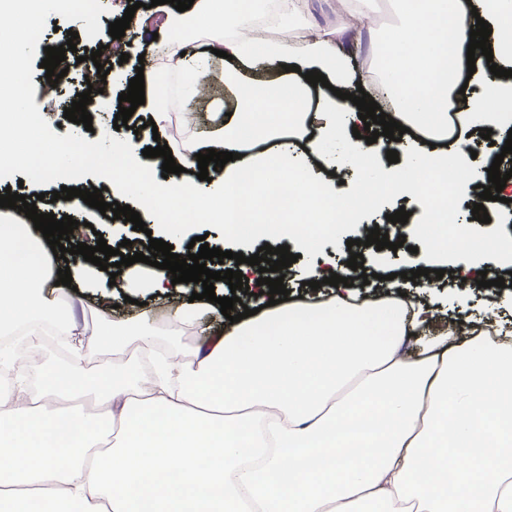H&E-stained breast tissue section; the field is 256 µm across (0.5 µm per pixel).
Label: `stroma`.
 <instances>
[{
	"instance_id": "35a3bbf8",
	"label": "stroma",
	"mask_w": 512,
	"mask_h": 512,
	"mask_svg": "<svg viewBox=\"0 0 512 512\" xmlns=\"http://www.w3.org/2000/svg\"><path fill=\"white\" fill-rule=\"evenodd\" d=\"M136 0H99L96 13L88 15L86 21L75 19L72 11L56 9L46 14L40 24L41 34L38 38L27 41L24 51L27 59L24 83L26 92L24 102L29 114L42 116L43 122L33 134L47 150H55L58 139L72 130V122L63 118L64 109L73 93L68 78H61L58 84L47 83L45 71L40 63L45 56V47H56L64 44L69 32H77V50L94 48L99 39L104 38L109 24L122 18L129 5ZM371 7L375 12L379 26L372 31H363L360 40V51L357 59L360 65L378 68L385 32L398 20L395 0H372ZM173 6L150 9L137 8L135 26L127 28L124 39L129 43L130 54L144 53V108L138 109L141 120H148V106L153 101H161L167 111L173 113L189 112L194 116L191 126L183 128L181 137L185 143H202L214 136L220 127L226 112L232 111L235 96L242 86L257 80L271 78L272 73L261 62H254L249 67L238 66L236 61L221 57H212L209 65L196 76L197 82L211 86L209 96H195L189 99L170 96L169 87L177 83V73L166 70L157 52L169 38V27L166 20L175 15ZM107 84L103 92L93 94V103L103 101L112 106L110 112L99 111L92 114V126L95 132L111 130L115 114L113 109L118 106V98L122 91L127 90L129 81L135 77L133 63L124 64L109 61ZM409 210L411 216L405 224H387L386 217L399 209ZM419 205L416 200L402 199L395 196L381 195L375 201L367 203L359 212L358 223L345 225L341 238L342 245L330 255L333 264L346 263L350 257L348 241L361 238L365 226L388 225L391 238L405 236V246L397 250H376L369 246L362 248L367 274L388 275L399 272L407 264L414 261L410 246L416 245L417 239L412 231L413 224L419 223ZM78 229L70 234L71 243L96 242L104 238L108 246L114 247L122 240L134 237L132 224L117 223L101 224L97 209L87 207L76 213ZM46 263L50 273H57L62 262H69L72 276L70 288L61 290L48 287L42 293L44 302L51 309L69 310L66 321L67 339L72 344L85 347L82 359L84 371L92 373L104 369L107 355L103 351H91L93 330L101 319H108L121 328L135 327L151 332L156 336L158 347L162 350H173L188 354L202 343L204 336H219L224 332V325L214 320L210 314H202L198 321L180 323L175 321L174 314L178 306L186 304L189 297L185 294L173 295L166 302L157 300L150 293L138 294L136 303L124 302V291L121 286L110 285L109 272L92 269L85 271L82 256L69 255L68 259H60L53 252H46ZM504 288L487 293L486 289H473L468 300L467 313L471 320H479L481 313L489 307L495 308L498 315L497 323L501 326H512V275H505ZM110 288L117 309L102 313L100 294L103 288Z\"/></svg>"
}]
</instances>
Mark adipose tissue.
Masks as SVG:
<instances>
[{
	"mask_svg": "<svg viewBox=\"0 0 512 512\" xmlns=\"http://www.w3.org/2000/svg\"><path fill=\"white\" fill-rule=\"evenodd\" d=\"M28 2L23 23L0 39V58L16 75L0 134L26 143L35 125L22 107L24 44L59 0ZM355 2L335 35L309 32L292 58L287 41L253 37L255 0H197L193 19L220 20L230 35L218 47L240 65L258 59L277 71L291 61L300 71L245 86L206 145L173 149L188 170L202 148L237 153L211 182L160 179L158 159L137 143L107 149L85 139L89 152L112 157L113 194L134 197L143 222L166 241L183 234L168 213L184 204L197 223L223 225L225 237H240L249 224L253 238L323 255L341 226L356 223L363 192L343 195L280 136L294 112H309L304 72L344 88L383 82L393 117L436 140L447 139L452 117L462 132L512 130L510 78H486L483 91L448 113L477 19L492 29L494 57L512 60V0H402L403 20L376 74L354 65L361 29L376 24L369 0ZM358 113L336 96L321 98L308 148L325 168L356 163L381 193L419 200L420 266L456 268L462 298L479 272L512 267L511 240L440 221L472 175L467 146L416 154L397 169L353 136ZM275 189L293 199L294 213L272 203ZM342 275L353 284L332 289L326 313L306 303L272 306L259 295L258 314L186 358H160L148 384L119 356L150 347L153 334L101 325L96 346L114 356L105 371L55 368L37 392L1 390L0 512H361L365 504L406 512L409 502L418 512H512V336L463 340L452 328L423 335L432 313L415 296L435 287L433 275L392 280L391 301L365 306L356 297L361 279L349 268ZM124 278L131 293L190 289L139 263ZM47 280L41 239L26 225L0 224V333L40 321ZM114 432L118 440L98 451Z\"/></svg>",
	"mask_w": 512,
	"mask_h": 512,
	"instance_id": "obj_1",
	"label": "adipose tissue"
}]
</instances>
